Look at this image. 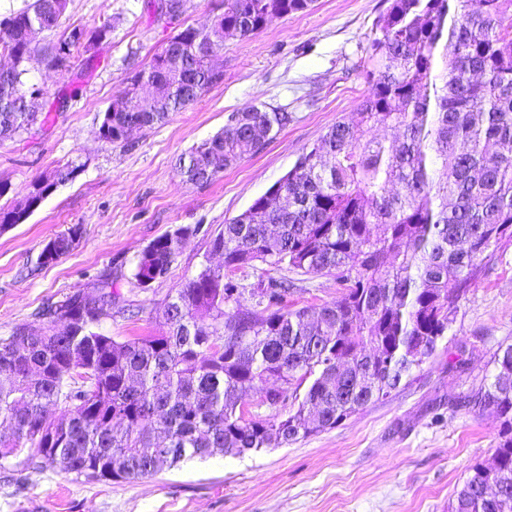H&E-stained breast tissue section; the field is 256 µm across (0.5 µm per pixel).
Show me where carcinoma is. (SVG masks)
<instances>
[{"label":"carcinoma","instance_id":"cac0c4a2","mask_svg":"<svg viewBox=\"0 0 512 512\" xmlns=\"http://www.w3.org/2000/svg\"><path fill=\"white\" fill-rule=\"evenodd\" d=\"M313 0H224L225 37L247 38L269 18ZM69 0H33L11 17L54 30ZM512 0H392L369 46V89L359 120L333 124L269 192L209 241L220 265H205L167 303L164 330L123 341L95 331L112 317V279L77 290L38 312L41 327L15 325L0 338V461L88 480L137 482L185 460L243 456L336 428L388 397L435 352L457 304L478 278L479 260L512 238ZM111 25L70 30L66 49L90 50ZM188 26L155 54L144 74L156 83L155 112H103L110 137L131 124L151 128L196 101L221 76L206 57L224 42L200 43ZM20 61L0 73V141L38 119L26 63L36 47L3 45ZM279 108L229 114L224 128L193 147L180 166L207 184L263 138L288 125ZM387 128L396 139L372 135ZM71 160L34 180L29 195L73 179ZM0 208V230L22 219ZM75 225L43 249L50 263L72 249ZM193 234L179 227L140 253L130 283L164 278ZM261 263L329 276L333 303L290 309L286 277L258 281L257 308L242 309L236 271ZM496 373L478 392L502 435L493 464L475 465L451 512H512V345L493 355ZM259 400L284 416L252 411ZM56 407L52 417L47 409Z\"/></svg>","mask_w":512,"mask_h":512}]
</instances>
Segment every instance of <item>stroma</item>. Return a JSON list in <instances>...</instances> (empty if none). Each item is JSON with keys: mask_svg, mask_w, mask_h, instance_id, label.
<instances>
[{"mask_svg": "<svg viewBox=\"0 0 512 512\" xmlns=\"http://www.w3.org/2000/svg\"><path fill=\"white\" fill-rule=\"evenodd\" d=\"M391 0H313L303 12L271 18L246 39H228L215 58L221 82L128 143L97 137L123 80L145 67L178 31L210 25L222 0H185L170 19L148 0H71L58 29L37 34L28 78L42 91L44 127L0 143V208L31 182L74 158L83 167L21 224L0 231V337L70 293L111 276L112 316L100 332L158 331L164 307L205 264L208 241L264 195L336 121H355L368 91L365 71L375 24ZM107 34L73 51L58 69L46 54L72 28ZM283 108L292 121L217 181L194 185L178 162L220 131L229 113ZM83 232L72 250L42 262L55 236ZM180 227L193 228L166 278L148 290L130 276L140 251ZM294 307L340 297L327 276H294ZM512 344V239L490 248L432 358L390 396L335 429L243 457L195 459L133 483L88 481L0 464V512H448L472 466L490 463L500 421L472 397L495 372L492 356Z\"/></svg>", "mask_w": 512, "mask_h": 512, "instance_id": "1", "label": "stroma"}]
</instances>
